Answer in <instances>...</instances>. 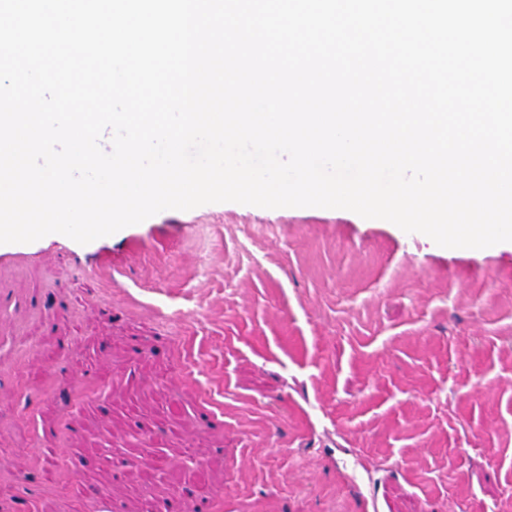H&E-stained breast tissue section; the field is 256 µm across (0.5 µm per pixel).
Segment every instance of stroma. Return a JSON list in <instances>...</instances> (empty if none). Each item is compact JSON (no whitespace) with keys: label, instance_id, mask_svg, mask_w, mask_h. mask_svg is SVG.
Returning <instances> with one entry per match:
<instances>
[{"label":"stroma","instance_id":"obj_1","mask_svg":"<svg viewBox=\"0 0 512 512\" xmlns=\"http://www.w3.org/2000/svg\"><path fill=\"white\" fill-rule=\"evenodd\" d=\"M201 465L211 512H512V243L223 202L0 244V512Z\"/></svg>","mask_w":512,"mask_h":512}]
</instances>
